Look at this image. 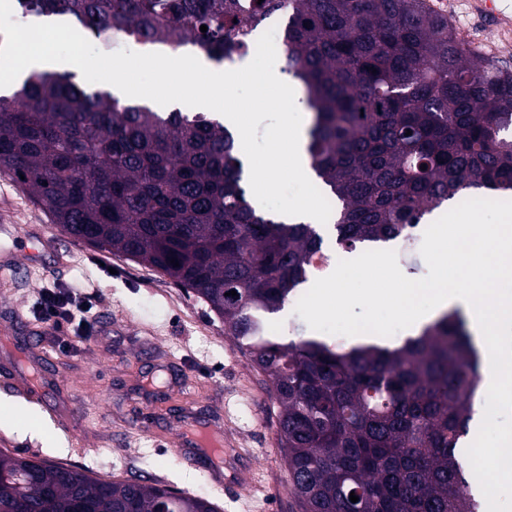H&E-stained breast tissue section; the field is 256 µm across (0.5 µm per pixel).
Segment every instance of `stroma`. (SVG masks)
Listing matches in <instances>:
<instances>
[{"mask_svg":"<svg viewBox=\"0 0 512 512\" xmlns=\"http://www.w3.org/2000/svg\"><path fill=\"white\" fill-rule=\"evenodd\" d=\"M447 2L448 20L459 37L512 68V53L499 56L498 32L473 12L469 0ZM1 225L12 226L20 237L0 236V259L15 258L26 271L0 282V366H13L16 343L29 345L34 361L38 345H52L51 332L32 330L37 322L32 305L42 289L62 288L89 300L91 329L78 351H57L56 365L43 371L50 383L43 404L76 420L87 453L58 451L63 437L53 428L42 439L13 432L4 403L22 406L27 420L38 425L41 404L16 396L1 379L0 448L65 462L99 477L157 479L210 498L220 512H299L277 444L268 385L246 351L225 337L222 319L191 291L127 257L79 245L57 262L37 238L64 244L60 227L20 184L3 175ZM19 313L27 326L16 325ZM189 409L202 426L223 432L222 485H215L206 470L207 449L174 450ZM248 471L258 473V489L239 487Z\"/></svg>","mask_w":512,"mask_h":512,"instance_id":"stroma-1","label":"stroma"}]
</instances>
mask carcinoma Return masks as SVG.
I'll use <instances>...</instances> for the list:
<instances>
[{
	"mask_svg": "<svg viewBox=\"0 0 512 512\" xmlns=\"http://www.w3.org/2000/svg\"><path fill=\"white\" fill-rule=\"evenodd\" d=\"M18 4L85 36L119 26L218 61L243 48L249 26L235 0ZM285 29L282 71L305 90L306 152L337 202L339 243L400 238L470 189L512 190V71L469 49L427 0H288ZM17 80L0 94V172L69 235L161 271L224 321L272 386L299 512H480L462 444L481 360L460 312L393 349L279 340L268 316L323 239L250 204L224 124L122 103L70 73ZM0 512L218 508L157 480H103L1 449Z\"/></svg>",
	"mask_w": 512,
	"mask_h": 512,
	"instance_id": "1",
	"label": "carcinoma"
}]
</instances>
